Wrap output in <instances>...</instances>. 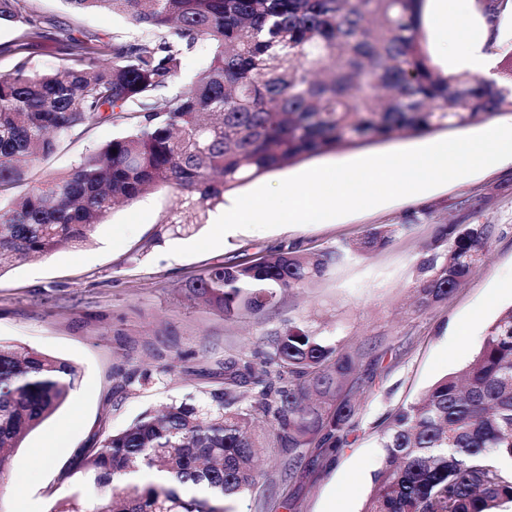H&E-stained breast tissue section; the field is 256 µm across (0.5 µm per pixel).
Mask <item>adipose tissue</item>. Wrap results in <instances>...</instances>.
<instances>
[{"instance_id": "ef3b65f1", "label": "adipose tissue", "mask_w": 512, "mask_h": 512, "mask_svg": "<svg viewBox=\"0 0 512 512\" xmlns=\"http://www.w3.org/2000/svg\"><path fill=\"white\" fill-rule=\"evenodd\" d=\"M423 23L433 16L446 18V37L434 62L453 72L469 71L486 78H495V59L484 49L481 37L472 33L470 0H425Z\"/></svg>"}]
</instances>
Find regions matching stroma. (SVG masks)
<instances>
[{
    "label": "stroma",
    "mask_w": 512,
    "mask_h": 512,
    "mask_svg": "<svg viewBox=\"0 0 512 512\" xmlns=\"http://www.w3.org/2000/svg\"><path fill=\"white\" fill-rule=\"evenodd\" d=\"M64 29L100 36H138L121 15L77 14L64 0H32ZM473 0L475 19L491 18L486 47L499 66L512 62V0ZM123 131L103 123L67 137L43 164L67 172L89 150ZM428 209L385 248L284 295L260 314L232 321L187 295V281L210 268L267 248L297 243L316 251L355 240L372 225L398 224ZM213 210L185 221L171 190L157 189L116 205L89 242L0 272V340L68 360L80 370L69 401L28 434L12 458L23 490L0 489V512H50L55 501L88 492L81 474L59 482L61 469L101 432L118 433L173 398L200 397L223 386L228 361L260 363L270 335L288 323L320 329L357 358L348 395L358 409L344 447L286 450L267 442L257 451L258 485L227 501L229 512H361L381 464L378 437L389 416L437 380L467 365L487 327L512 306V166H489L427 190L341 216L326 224L239 230L221 246L192 256L175 246L203 237ZM494 224L496 238L481 268L448 300L421 310L411 288L414 265L436 225ZM151 374L142 388L128 376Z\"/></svg>",
    "instance_id": "obj_1"
}]
</instances>
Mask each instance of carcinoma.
I'll list each match as a JSON object with an SVG mask.
<instances>
[{
    "label": "carcinoma",
    "mask_w": 512,
    "mask_h": 512,
    "mask_svg": "<svg viewBox=\"0 0 512 512\" xmlns=\"http://www.w3.org/2000/svg\"><path fill=\"white\" fill-rule=\"evenodd\" d=\"M76 11L107 8L141 28L115 35L57 34L30 0H0V22L20 23L0 75V272L30 256L82 246L113 205L167 188L189 218L260 176L339 148L400 132L463 129L512 112V68L499 79L435 66L422 33L424 0H63ZM207 42L210 63L172 88L187 53ZM55 44L62 64L31 71L28 54ZM117 122L127 131L84 154L65 174L33 180L80 127ZM422 216L430 213L422 211ZM420 216V217H422ZM367 228L316 253L297 246L227 262L185 288L224 318L274 308L351 256L382 249L420 221ZM494 224H438L416 264L428 309L448 299L484 262ZM262 367L224 368V387L172 400L119 433L77 451L75 465L100 490L56 501L51 512H226L259 483L250 430L269 425L283 448L340 447L356 408L343 393L356 358L308 325L269 340ZM71 362L0 342V480L25 437L68 399ZM250 383L260 400L237 405ZM382 462L362 512H512V308L487 328L460 371L398 408L379 439ZM151 472L137 485L126 477Z\"/></svg>",
    "instance_id": "obj_1"
}]
</instances>
